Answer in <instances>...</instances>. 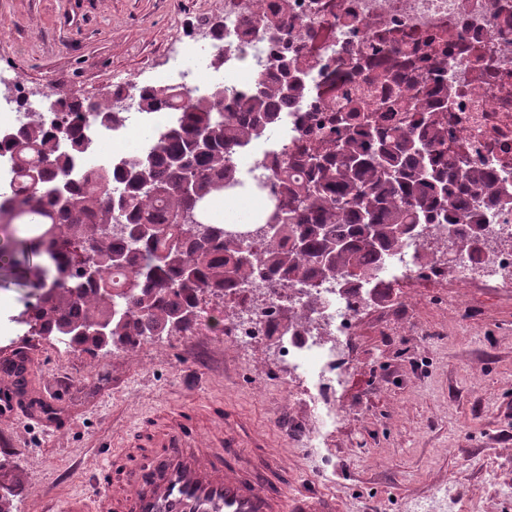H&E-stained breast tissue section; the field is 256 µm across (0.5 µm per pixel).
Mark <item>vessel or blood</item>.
<instances>
[{
	"mask_svg": "<svg viewBox=\"0 0 512 512\" xmlns=\"http://www.w3.org/2000/svg\"><path fill=\"white\" fill-rule=\"evenodd\" d=\"M14 370L0 380V418L30 417ZM199 412H181L158 430L146 433V461L129 464L107 456L91 498L73 497L63 512H335L332 495L284 490L275 473L257 478L229 466L226 441L204 434Z\"/></svg>",
	"mask_w": 512,
	"mask_h": 512,
	"instance_id": "vessel-or-blood-1",
	"label": "vessel or blood"
}]
</instances>
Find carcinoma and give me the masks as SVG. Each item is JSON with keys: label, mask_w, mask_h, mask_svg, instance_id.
<instances>
[{"label": "carcinoma", "mask_w": 512, "mask_h": 512, "mask_svg": "<svg viewBox=\"0 0 512 512\" xmlns=\"http://www.w3.org/2000/svg\"><path fill=\"white\" fill-rule=\"evenodd\" d=\"M285 84L260 79L261 93L234 97L245 113L239 121L211 91L146 86L141 110L170 108L174 125L120 167H90L79 184L72 171L83 139L70 137L64 150L45 125L9 138L14 187L0 201V240L15 281L37 290L20 315L27 333L68 336L87 351L186 336L205 294L257 277L281 288L312 276L364 283L423 225L481 223L480 213L448 211L449 198L490 186L491 175L483 162L444 160L447 124L422 119L415 136L362 125L354 110L334 117L343 133L327 149L309 151L300 166L277 163L272 231L258 235L261 225H248L245 234L262 247L244 249L240 225L221 222L214 206L243 185L232 179V161L278 121ZM84 109L97 132L125 121L107 101L83 97L72 111ZM114 224L126 232H112Z\"/></svg>", "instance_id": "carcinoma-1"}]
</instances>
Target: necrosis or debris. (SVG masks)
Returning <instances> with one entry per match:
<instances>
[{
	"label": "necrosis or debris",
	"mask_w": 512,
	"mask_h": 512,
	"mask_svg": "<svg viewBox=\"0 0 512 512\" xmlns=\"http://www.w3.org/2000/svg\"><path fill=\"white\" fill-rule=\"evenodd\" d=\"M262 11L271 16L268 24L249 28L248 18ZM280 12L287 26H280ZM219 49L224 67L216 70L209 57ZM281 60L296 89L264 146L236 156L240 175L262 174L275 184L273 160L290 161L304 147L324 143L337 112L354 107L389 129L403 123L399 106L426 98L448 124L449 160L485 162L494 187L512 188V0H224L223 36L205 46L185 44L159 79L185 80L196 95L216 83L242 93L276 75ZM174 120L164 108L133 109L123 127L103 137L89 133L78 113L45 115L47 126L85 135L95 157L108 141L147 150L150 133ZM460 203L484 213L487 246L480 261H447L448 227L433 224L388 255L367 287L315 279L273 288L257 279L225 291L235 308L225 335L241 346L275 338L281 364L299 383L296 398L319 410L322 430L335 427L340 414L330 398L342 382V358L361 309L422 278L441 281L454 273L490 288L512 278V204H493L484 193L462 196ZM293 313L303 315L302 325L285 328Z\"/></svg>",
	"instance_id": "1"
}]
</instances>
